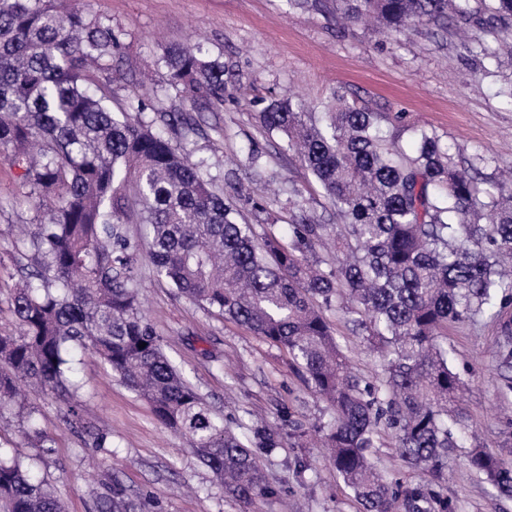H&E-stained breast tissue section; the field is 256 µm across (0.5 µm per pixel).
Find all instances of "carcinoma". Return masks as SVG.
<instances>
[{
	"mask_svg": "<svg viewBox=\"0 0 512 512\" xmlns=\"http://www.w3.org/2000/svg\"><path fill=\"white\" fill-rule=\"evenodd\" d=\"M488 12L471 0H336L340 17L410 26L504 33L512 0ZM120 47L112 25L58 0H0V157L21 172L39 223L17 240L29 261L15 285L19 334L0 333V420L18 411L21 433L45 439L18 401L34 382L79 419L75 365L97 355L164 427L181 435L224 494L244 504L268 487L254 449L277 448L271 430L244 435L224 424L163 350L140 308L141 224L157 278L288 350L331 419L320 426L329 460L364 512H455L429 489L444 478L448 449L469 433L459 400L464 379L438 338L448 325L484 317L500 336L502 389L512 392V180L483 187L439 136L411 128L408 148L384 129L389 117L346 103L309 106L272 99L260 125L286 140L341 217L333 227L299 210L288 233L259 235L191 159L187 112L145 122L140 99L114 112L90 93V74L112 71ZM168 88L224 101V62L201 45L167 46ZM336 234V257L317 246ZM381 360L373 380L349 371L344 346L324 316L333 302ZM427 484L393 481L372 462L382 432ZM469 467L497 496L512 499V468L475 447ZM98 512H146L117 479ZM0 512H63L53 488L0 448Z\"/></svg>",
	"mask_w": 512,
	"mask_h": 512,
	"instance_id": "1",
	"label": "carcinoma"
}]
</instances>
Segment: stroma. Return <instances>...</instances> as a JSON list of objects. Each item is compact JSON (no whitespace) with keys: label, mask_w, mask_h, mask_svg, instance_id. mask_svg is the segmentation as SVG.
<instances>
[{"label":"stroma","mask_w":512,"mask_h":512,"mask_svg":"<svg viewBox=\"0 0 512 512\" xmlns=\"http://www.w3.org/2000/svg\"><path fill=\"white\" fill-rule=\"evenodd\" d=\"M65 5L110 23L121 35L111 73L90 83V90L108 88L116 111L136 97L158 112H191L198 125L189 144L193 159L204 161L219 181L230 179L261 195L263 210L244 211L257 233L282 230L301 209L323 223L340 222L295 152L261 127L258 97L298 96L317 106L338 89L349 102L435 132L485 180L512 167V103L501 95L512 85V53L484 30L433 34L416 27L393 38L338 19L334 0L296 9L284 0H66ZM195 42L224 63L223 103L192 102L167 90L164 47ZM26 193L19 170L0 160V331L5 332L16 329L9 296L23 264L9 229L36 221ZM141 276L142 308L166 354L234 431L265 425L284 437L289 421L310 428L328 420L325 403L307 387L285 348L176 295L153 276L150 262H142ZM325 315L342 338L353 372L376 377L377 358L346 326L342 311L333 306ZM440 341L467 373L463 406L471 429L488 452L512 466V426L497 411L508 399L497 376L493 327L452 324ZM77 372L85 400L78 428L66 426V408L55 396L33 385L26 389L27 408L51 440V450L33 447L17 426L0 432V446L49 481L67 512H96L97 498L109 494L116 478L129 494L149 496L160 512H361L316 435H308L301 447L257 451L270 492L244 505L225 497L187 445L94 356L84 355ZM94 431L111 439L110 451L93 447ZM471 449L467 439L449 452L439 493L454 501L456 512H512V500L495 498L492 486L469 468ZM372 459L390 477L412 484L424 479L399 457L390 434H383Z\"/></svg>","instance_id":"35a3bbf8"}]
</instances>
